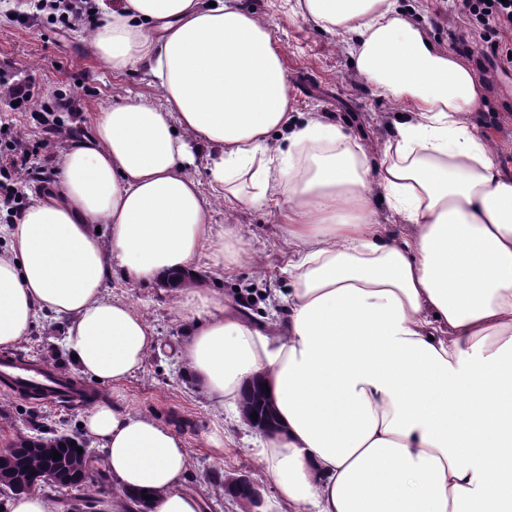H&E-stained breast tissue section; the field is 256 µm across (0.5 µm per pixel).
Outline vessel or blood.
I'll list each match as a JSON object with an SVG mask.
<instances>
[{
	"instance_id": "vessel-or-blood-1",
	"label": "vessel or blood",
	"mask_w": 512,
	"mask_h": 512,
	"mask_svg": "<svg viewBox=\"0 0 512 512\" xmlns=\"http://www.w3.org/2000/svg\"><path fill=\"white\" fill-rule=\"evenodd\" d=\"M0 379L6 381L13 394H35L36 404L76 405L81 401V383L75 376L60 368L18 358L0 360Z\"/></svg>"
}]
</instances>
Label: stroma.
<instances>
[{"instance_id": "1", "label": "stroma", "mask_w": 512, "mask_h": 512, "mask_svg": "<svg viewBox=\"0 0 512 512\" xmlns=\"http://www.w3.org/2000/svg\"><path fill=\"white\" fill-rule=\"evenodd\" d=\"M13 0H0V68L22 77H35L46 100L58 95L73 98L76 113H62L65 124L80 137L89 130V115L120 97H158L146 71L135 68L115 73L96 58L88 45V29L66 30L46 17L21 24L13 21ZM253 13L272 28L281 48L283 65L295 108L300 112H324L342 123L368 150H377L389 137L396 116L406 104L380 96L350 64L348 46L311 21L288 14L287 0H244ZM409 16L418 19L435 46L451 51L450 34L461 21L453 0H399ZM481 43H473L461 58L474 72L485 94L482 111L474 121L496 148L503 169L512 174V70L493 69ZM18 128L30 134V146L40 162L29 176L28 201L41 196L51 182L60 155L70 139L43 140L40 126L29 113L16 115ZM215 226L233 225L245 246L256 253L254 265L210 269L199 266L205 285L223 293L225 301L242 308L255 325L270 316L267 297L290 283L284 269L290 250L282 235L276 209L248 206L225 207L216 201ZM105 292L132 303L155 327L160 348L151 352L142 369L118 385L94 384L100 399L128 411L150 416L172 429L186 444L189 469L184 487L198 495L202 512H243L239 501L225 495L211 473L244 475L258 486L267 512H286L271 475L262 466L251 443L252 430L244 422L228 420L212 401L198 391L177 361L174 350L185 339L183 323L174 311V289L155 285H128L110 281ZM65 323L40 320L14 353L46 362L70 373L78 368L63 348ZM84 408L46 407L28 399L0 392V444H9L16 431L78 435Z\"/></svg>"}]
</instances>
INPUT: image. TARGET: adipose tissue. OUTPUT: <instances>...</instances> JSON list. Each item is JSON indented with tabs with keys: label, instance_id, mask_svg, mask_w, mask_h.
Wrapping results in <instances>:
<instances>
[{
	"label": "adipose tissue",
	"instance_id": "adipose-tissue-1",
	"mask_svg": "<svg viewBox=\"0 0 512 512\" xmlns=\"http://www.w3.org/2000/svg\"><path fill=\"white\" fill-rule=\"evenodd\" d=\"M89 46L144 67L159 98L105 104L52 189L0 226V349L39 319L104 383L133 377L157 333L116 279L185 277L176 355L226 415L261 377L279 421L254 443L288 512H512V177L471 121L483 89L397 0H290L353 38L358 75L412 105L369 160L343 125L296 112L270 26L242 0H96ZM205 154L207 182L192 169ZM275 207L291 282L254 326L194 281L256 260L214 200ZM386 203L402 236L377 220ZM83 432L114 492L101 512H200L184 441L99 401Z\"/></svg>",
	"mask_w": 512,
	"mask_h": 512
}]
</instances>
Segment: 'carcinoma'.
<instances>
[{"mask_svg": "<svg viewBox=\"0 0 512 512\" xmlns=\"http://www.w3.org/2000/svg\"><path fill=\"white\" fill-rule=\"evenodd\" d=\"M252 407L264 416L274 418L273 408L266 405L264 388L257 385L251 392ZM75 438L68 436L42 437L31 436L25 432L16 433L13 441L11 466L15 472L16 482L10 492L13 494L30 489L32 483L40 476L46 466L47 460L54 456V452L61 454L56 464L64 474H76L86 467L91 470L89 478L71 488V501L68 505L70 512H92L95 508L94 482L105 478L102 462L88 455V452H78L77 447L71 445ZM220 486L224 493L240 499L246 508H251L253 492L249 488H240L232 485L227 479H220Z\"/></svg>", "mask_w": 512, "mask_h": 512, "instance_id": "cac0c4a2", "label": "carcinoma"}]
</instances>
